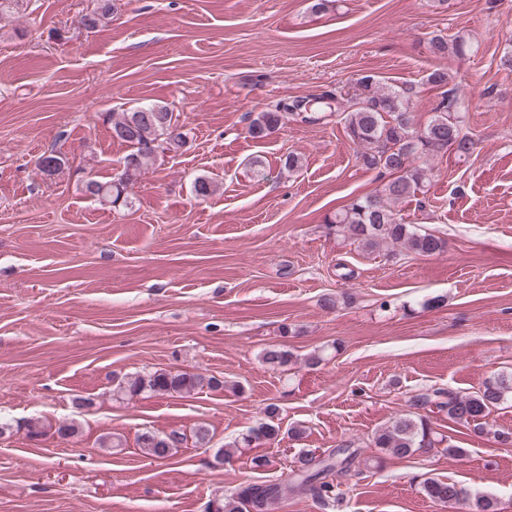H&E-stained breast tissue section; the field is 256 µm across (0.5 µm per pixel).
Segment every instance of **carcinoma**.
I'll use <instances>...</instances> for the list:
<instances>
[{
    "mask_svg": "<svg viewBox=\"0 0 512 512\" xmlns=\"http://www.w3.org/2000/svg\"><path fill=\"white\" fill-rule=\"evenodd\" d=\"M113 7L112 0H97V6L82 16L81 26L96 28L110 18ZM431 45L439 55H461L466 40L460 36L448 39L436 35ZM411 93L410 88L387 86L373 75H364L345 93L331 88L308 97L281 100L273 108L257 113L248 131L251 136L262 138L290 115L315 122L317 115L324 112L345 113L347 135L361 148L357 155L360 165L367 170H385L393 174V178L379 192L352 201L330 218L329 223L340 227L347 238L367 250L373 251L384 244H400L416 254L431 256L444 251L445 240L416 232L413 225L402 222L394 205L423 191L427 171L414 165L416 156L434 157L448 151L466 156L472 152L475 141L466 130L455 101L448 98L434 108L435 115L424 128H417L411 110ZM109 121L113 132L124 133L119 141L131 147V152L119 161L123 166L119 176L106 181L89 177L82 181L81 191L102 205L126 206L130 204L128 187L144 166L155 160L158 150L178 149L184 136L177 132L173 112L165 104H145L114 112ZM292 359L293 353L283 345H271L263 351L264 362L273 366H285ZM206 384L217 387L220 381L200 374L157 370L119 381L114 392L131 397L143 392L189 393ZM511 396L512 373L490 378L470 394L443 388L426 389L411 396L413 412L394 418L374 433L372 445L386 455L404 458L420 449L428 450L441 444L443 439L437 437L430 417L418 413L420 409L444 412L449 419L482 434L489 415ZM276 417L277 408L267 406L265 419L252 427L241 443L248 447L253 442L276 439L280 433ZM186 442L187 436L177 430L163 434L146 432L138 439L145 453L158 460L169 458ZM360 456L361 449L347 444L325 456L304 452L295 461L291 487L298 493L311 495L325 506H333L344 499L341 475L359 467ZM422 490L427 498L442 506L460 505L468 512H499L496 499L489 495L472 498L453 481L428 477L422 482ZM281 496L282 486L278 483H251L211 503V507L214 512H272Z\"/></svg>",
    "mask_w": 512,
    "mask_h": 512,
    "instance_id": "1",
    "label": "carcinoma"
}]
</instances>
